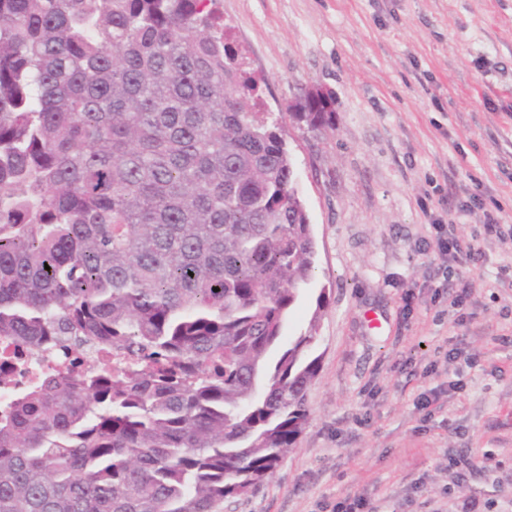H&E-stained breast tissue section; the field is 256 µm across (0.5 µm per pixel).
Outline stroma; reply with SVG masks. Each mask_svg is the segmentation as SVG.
Returning a JSON list of instances; mask_svg holds the SVG:
<instances>
[{
  "label": "stroma",
  "mask_w": 512,
  "mask_h": 512,
  "mask_svg": "<svg viewBox=\"0 0 512 512\" xmlns=\"http://www.w3.org/2000/svg\"><path fill=\"white\" fill-rule=\"evenodd\" d=\"M220 7L316 241L284 336L327 297L308 423L224 512H333L356 495L371 512H512V241L483 237L486 213L512 225V0ZM315 89L334 114L314 131L288 106ZM448 223L480 242L477 267L431 251Z\"/></svg>",
  "instance_id": "stroma-1"
}]
</instances>
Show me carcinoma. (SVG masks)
<instances>
[{
	"label": "carcinoma",
	"mask_w": 512,
	"mask_h": 512,
	"mask_svg": "<svg viewBox=\"0 0 512 512\" xmlns=\"http://www.w3.org/2000/svg\"><path fill=\"white\" fill-rule=\"evenodd\" d=\"M217 2L0 0V338L67 360L0 420V512H224L308 423L311 224Z\"/></svg>",
	"instance_id": "carcinoma-1"
}]
</instances>
